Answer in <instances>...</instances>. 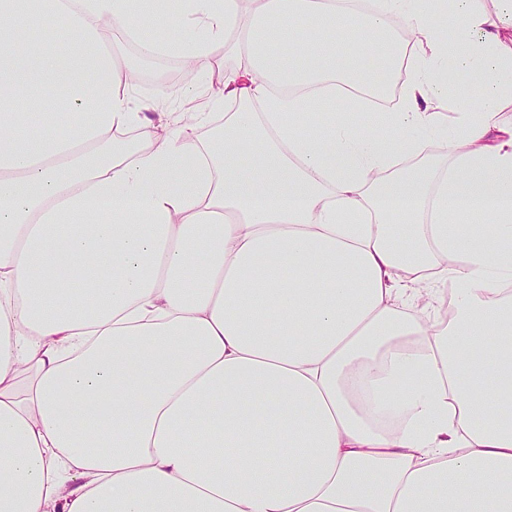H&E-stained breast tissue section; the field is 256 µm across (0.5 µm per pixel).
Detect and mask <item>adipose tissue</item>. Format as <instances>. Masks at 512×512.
<instances>
[{"mask_svg": "<svg viewBox=\"0 0 512 512\" xmlns=\"http://www.w3.org/2000/svg\"><path fill=\"white\" fill-rule=\"evenodd\" d=\"M168 2L0 0V512H512V0ZM113 39L115 43L121 45L131 65L136 67L140 76L138 89L141 95L145 97L152 96L155 88L160 84H163L168 88L171 100V106L168 108L170 112H176L178 108L182 107L190 96L188 93L192 92L196 86L201 85L204 81V76L201 73H195L192 71L190 73L184 67L183 70H179L178 74L175 76H169L166 73L159 79H153L151 76L162 62H180V60L176 57L167 55L142 57L141 44L139 42H123L118 32L112 33L109 37L111 45Z\"/></svg>", "mask_w": 512, "mask_h": 512, "instance_id": "adipose-tissue-1", "label": "adipose tissue"}]
</instances>
